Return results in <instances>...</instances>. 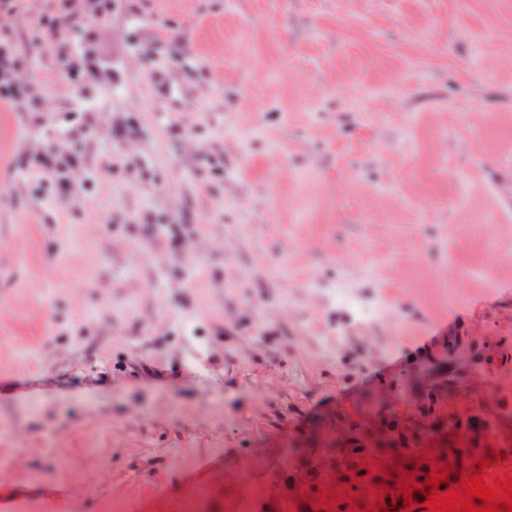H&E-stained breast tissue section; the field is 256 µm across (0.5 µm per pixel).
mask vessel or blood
Returning a JSON list of instances; mask_svg holds the SVG:
<instances>
[{"instance_id": "1", "label": "vessel or blood", "mask_w": 512, "mask_h": 512, "mask_svg": "<svg viewBox=\"0 0 512 512\" xmlns=\"http://www.w3.org/2000/svg\"><path fill=\"white\" fill-rule=\"evenodd\" d=\"M194 53L187 52L164 62H154L146 72L152 99L159 111L189 112L201 97Z\"/></svg>"}]
</instances>
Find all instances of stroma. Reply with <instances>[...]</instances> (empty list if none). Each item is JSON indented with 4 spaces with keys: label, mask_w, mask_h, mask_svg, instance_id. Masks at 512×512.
I'll use <instances>...</instances> for the list:
<instances>
[{
    "label": "stroma",
    "mask_w": 512,
    "mask_h": 512,
    "mask_svg": "<svg viewBox=\"0 0 512 512\" xmlns=\"http://www.w3.org/2000/svg\"><path fill=\"white\" fill-rule=\"evenodd\" d=\"M0 46V512L512 470V0H15ZM194 53L154 62L146 71L158 112H190L198 105L202 87L197 80Z\"/></svg>",
    "instance_id": "1"
}]
</instances>
